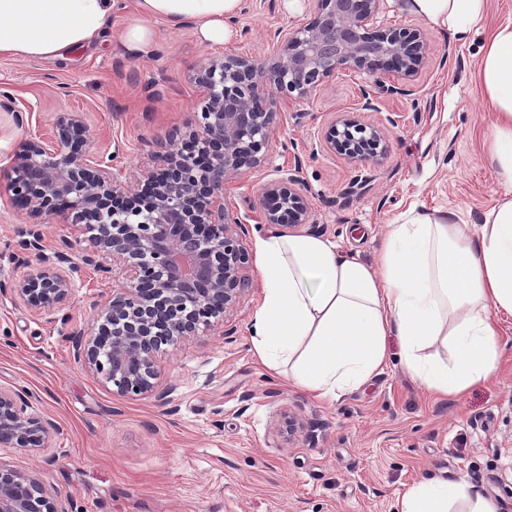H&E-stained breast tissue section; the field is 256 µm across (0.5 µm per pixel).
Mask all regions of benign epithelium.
<instances>
[{
    "instance_id": "benign-epithelium-1",
    "label": "benign epithelium",
    "mask_w": 512,
    "mask_h": 512,
    "mask_svg": "<svg viewBox=\"0 0 512 512\" xmlns=\"http://www.w3.org/2000/svg\"><path fill=\"white\" fill-rule=\"evenodd\" d=\"M382 0H316L313 21L270 38L286 52L268 59L226 54L200 67L194 122L172 134L156 169L143 174L141 189L122 180L120 149L87 158L86 128L73 112H61L47 134L19 145L11 165L0 170L7 201L33 217L69 224L84 244L80 261L72 243L44 254L43 235L30 224L17 228L19 247L37 265L12 290L34 313L60 309L76 287L81 266L120 283L112 299L92 303L90 329L69 334L78 362L120 396L156 391V359L164 345L176 346L211 329L249 288L244 270L250 255L246 227L230 214L224 184L263 167L275 128L283 122L278 102L302 98L342 70L377 74L362 88V108L378 95L406 89L383 77L414 76L427 46L420 30H373ZM325 141L358 165H378L386 153L385 133L351 112L333 121ZM294 169L265 184L263 223L288 227L310 218ZM168 387L158 392L164 400ZM37 393L0 386V447L46 448L56 425L34 410ZM0 512H59L33 476L0 468Z\"/></svg>"
}]
</instances>
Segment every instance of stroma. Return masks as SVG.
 I'll list each match as a JSON object with an SVG mask.
<instances>
[{"label":"stroma","instance_id":"1","mask_svg":"<svg viewBox=\"0 0 512 512\" xmlns=\"http://www.w3.org/2000/svg\"><path fill=\"white\" fill-rule=\"evenodd\" d=\"M99 41L66 60L0 58V167L19 143L44 133L59 112H76L90 151L119 148L124 179L136 186L171 134L193 121L197 68L224 54L280 53L270 30L311 22L314 0H242L235 33L225 44L200 41L192 25L157 28L158 46L146 56L126 51L118 34L134 15L123 0ZM512 20V0H486L485 15L467 44L383 0L376 27H415L429 52L408 95L362 107L369 73L342 71L310 96L290 101L276 129L270 160L228 185L226 204L247 228L254 249L264 184L301 158L302 191L318 235L343 253L376 262L387 227L409 210L451 211L480 223L498 185L482 138L491 124L472 81L488 32ZM381 127L387 151L381 165L358 167L333 153L326 127L341 113ZM295 141L297 154L282 148ZM367 175L368 191L342 193ZM24 211L0 199V384L40 396L37 410L58 430L46 448H1L0 468L40 479L64 512H396L397 501L423 479H465L512 512V320L497 378L464 397L430 395L402 368L396 337L384 370L358 390L319 400L269 370L255 355L251 322L262 299L257 265L252 288L213 329L158 357L157 395L122 397L77 363L67 336L92 320L90 302L112 296L111 280L91 267L76 277L70 301L47 315L31 312L10 285L29 271L17 260L15 230ZM289 410L304 422L295 437L280 428Z\"/></svg>","mask_w":512,"mask_h":512}]
</instances>
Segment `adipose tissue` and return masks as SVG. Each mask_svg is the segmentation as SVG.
<instances>
[{
    "label": "adipose tissue",
    "instance_id": "obj_1",
    "mask_svg": "<svg viewBox=\"0 0 512 512\" xmlns=\"http://www.w3.org/2000/svg\"><path fill=\"white\" fill-rule=\"evenodd\" d=\"M242 0H136L120 38L132 54L156 48V24H193L202 41L233 36ZM486 0H404L405 9L467 43ZM120 0H0V57L53 60L90 45ZM493 121L484 155L503 194L481 223L414 211L390 225L376 264L344 254L335 241L268 231L256 241L262 301L252 326L255 353L303 391L336 399L361 387L399 340L407 373L431 393L458 397L490 381L512 316V23L496 26L474 73ZM449 351L433 354L436 343ZM399 512H498L464 481L422 480Z\"/></svg>",
    "mask_w": 512,
    "mask_h": 512
}]
</instances>
